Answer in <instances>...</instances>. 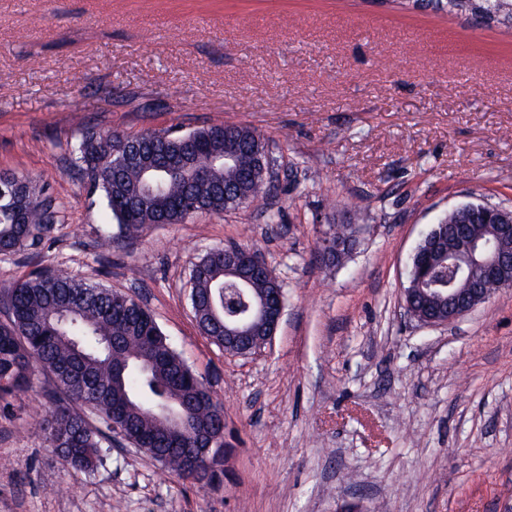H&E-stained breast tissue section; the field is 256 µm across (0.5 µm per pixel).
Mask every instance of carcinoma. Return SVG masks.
Masks as SVG:
<instances>
[{
	"label": "carcinoma",
	"mask_w": 512,
	"mask_h": 512,
	"mask_svg": "<svg viewBox=\"0 0 512 512\" xmlns=\"http://www.w3.org/2000/svg\"><path fill=\"white\" fill-rule=\"evenodd\" d=\"M414 8L461 16L478 27L512 29V0H406ZM261 132L229 124L195 129L188 135L152 132L121 136L112 131L85 134L74 146V163L94 192H100L117 223V236L134 239L146 228L175 224L189 217L175 206L185 197L204 212L215 191L232 188L224 208L274 195L278 185L264 180L254 146ZM136 147L155 160L181 159L206 172L188 184L160 174L146 187L139 167L125 163ZM236 161L226 165L224 153ZM0 185V253L27 248L39 251L51 240L59 206L45 185L28 177L4 175ZM489 209L466 204L448 213V252L467 248L470 238L496 236ZM351 224L334 225L318 251L320 260L340 261L352 248ZM457 272L436 262L421 277L408 281L418 289L415 309L434 314L447 306L448 288ZM224 250L206 253L192 271L190 300L200 330L224 343ZM269 272L251 278L246 300L255 292L273 293ZM7 320L0 322V417L9 413L6 397L29 388L39 370L51 376L55 394L39 422L40 433L64 466L89 472L112 445V434L142 449L179 478L196 469L198 441L208 446V482L220 484L224 473L223 405L171 346L152 313L136 298L91 282L64 269H37L0 294ZM179 414L182 429L173 437L167 414Z\"/></svg>",
	"instance_id": "1"
}]
</instances>
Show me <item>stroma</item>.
<instances>
[{"label": "stroma", "mask_w": 512, "mask_h": 512, "mask_svg": "<svg viewBox=\"0 0 512 512\" xmlns=\"http://www.w3.org/2000/svg\"><path fill=\"white\" fill-rule=\"evenodd\" d=\"M248 126L282 168L257 202L100 239L71 161L91 128ZM60 204L54 243L0 253V291L64 267L139 298L224 406L223 484L130 448L67 469L35 423L47 374L0 419V512H503L512 507V288L455 325L403 315L421 239L459 205L512 210V31L372 0H0V173ZM356 224L340 266L315 258ZM234 243L285 298L261 350L198 328L195 264Z\"/></svg>", "instance_id": "obj_1"}]
</instances>
